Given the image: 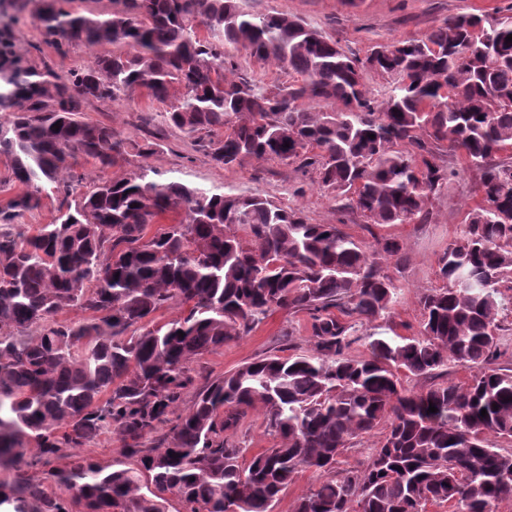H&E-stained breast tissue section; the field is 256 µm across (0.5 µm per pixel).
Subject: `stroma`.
Returning a JSON list of instances; mask_svg holds the SVG:
<instances>
[{
  "label": "stroma",
  "mask_w": 512,
  "mask_h": 512,
  "mask_svg": "<svg viewBox=\"0 0 512 512\" xmlns=\"http://www.w3.org/2000/svg\"><path fill=\"white\" fill-rule=\"evenodd\" d=\"M242 5L249 11L278 12L301 18L361 58L374 46L424 37L449 17L469 13L512 14V0H243ZM10 32L15 50L30 63L59 73L88 65L96 54L95 49L79 45L68 56L59 57L42 42L28 19L11 25ZM166 109V104L148 98L142 90L114 102L88 101L81 114L83 120L111 125L116 137L125 142L152 141L156 148L144 158L132 153L120 156L103 173L93 166H82L85 180L101 174L122 178L145 165L168 180L224 192H259L273 200L296 205L309 223L340 225L355 241L366 246L380 236L397 238L404 246V258L385 265L398 288V303L389 325L403 336L419 334V298L441 284L438 261L477 201L475 188L480 181V170L465 166L455 157L443 156L444 166L453 175L447 188L431 199L428 220L412 224H368L359 213L341 207L333 195L321 188L314 171L298 164L252 161L234 169L215 164L207 139L191 141L166 124ZM310 324L311 318L305 312L269 313L246 336L192 363L197 386H205L258 358L310 353L313 348ZM224 439L228 445L242 448L247 460L276 441L256 410L250 411L237 431L226 432Z\"/></svg>",
  "instance_id": "35a3bbf8"
}]
</instances>
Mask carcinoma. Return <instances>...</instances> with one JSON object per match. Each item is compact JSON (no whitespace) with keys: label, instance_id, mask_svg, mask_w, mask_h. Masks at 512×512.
<instances>
[{"label":"carcinoma","instance_id":"cac0c4a2","mask_svg":"<svg viewBox=\"0 0 512 512\" xmlns=\"http://www.w3.org/2000/svg\"><path fill=\"white\" fill-rule=\"evenodd\" d=\"M0 1L30 12L61 56L112 46L62 76L29 65L0 35V112L13 114L0 123V156L21 188L0 208V512H166L171 497L183 512H271L302 469L322 481L295 512H496L512 498V369L492 363L512 305V161L497 159L512 148V17L448 18L361 59L296 17L239 0H114L107 16L75 0ZM230 48L294 80L230 77ZM366 71L387 81L378 102ZM136 89L160 102L179 90L165 119L189 139L224 130L209 140L217 164L310 167L369 224L425 218L448 186L445 152L480 169L479 201L439 258L443 285L420 297V333L370 335L368 356H346L349 321L394 314L382 262L403 244L363 246L258 192L162 180L143 166L93 182L51 224L14 223L80 162L103 172L125 152L112 126L80 114L91 99ZM167 214L179 219L147 236ZM171 303L183 314L154 322ZM69 308L90 316L59 321ZM276 309L310 315L314 352L239 366L145 447L193 386L190 363ZM452 362L478 371L464 385H404ZM255 408L278 441L244 466L224 432ZM114 428L126 460L55 466ZM379 428L365 468L337 467Z\"/></svg>","mask_w":512,"mask_h":512}]
</instances>
